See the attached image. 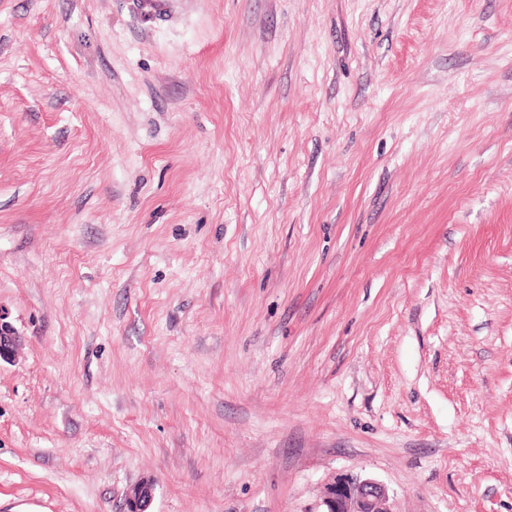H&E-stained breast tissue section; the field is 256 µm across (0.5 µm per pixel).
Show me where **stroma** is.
Returning a JSON list of instances; mask_svg holds the SVG:
<instances>
[{"mask_svg": "<svg viewBox=\"0 0 512 512\" xmlns=\"http://www.w3.org/2000/svg\"><path fill=\"white\" fill-rule=\"evenodd\" d=\"M0 512H512V0H0ZM21 347V337L14 327L1 319L0 315V363L15 360ZM320 512H396L383 484L372 478L340 475L326 487ZM153 485L149 482L133 485L127 492L125 512H147L152 500Z\"/></svg>", "mask_w": 512, "mask_h": 512, "instance_id": "1", "label": "stroma"}]
</instances>
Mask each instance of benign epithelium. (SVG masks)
Segmentation results:
<instances>
[{
    "mask_svg": "<svg viewBox=\"0 0 512 512\" xmlns=\"http://www.w3.org/2000/svg\"><path fill=\"white\" fill-rule=\"evenodd\" d=\"M21 337L14 327L0 319V362L16 358ZM153 485H133L127 492L124 512H147L152 500ZM324 512H395L387 489L372 478L340 475L326 487Z\"/></svg>",
    "mask_w": 512,
    "mask_h": 512,
    "instance_id": "7a95c632",
    "label": "benign epithelium"
}]
</instances>
